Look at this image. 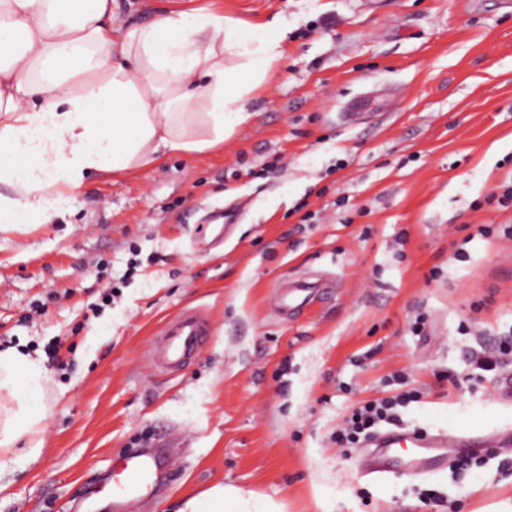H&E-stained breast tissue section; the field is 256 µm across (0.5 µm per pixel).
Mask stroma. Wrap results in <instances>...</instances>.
I'll return each instance as SVG.
<instances>
[{
	"instance_id": "stroma-1",
	"label": "stroma",
	"mask_w": 512,
	"mask_h": 512,
	"mask_svg": "<svg viewBox=\"0 0 512 512\" xmlns=\"http://www.w3.org/2000/svg\"><path fill=\"white\" fill-rule=\"evenodd\" d=\"M172 7L282 17L283 55L223 145L91 175L65 217L0 232V347L44 360L49 408L0 512H66L84 489L114 512L110 462L152 446L176 466L134 512L218 484L270 512H512V449L374 477L332 438L404 392V428L512 431V363L471 358L512 333V0H116L114 24ZM302 202L319 223L299 226ZM297 281L312 299L282 314ZM187 307L210 323L201 355L154 369Z\"/></svg>"
}]
</instances>
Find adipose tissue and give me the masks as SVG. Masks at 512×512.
I'll list each match as a JSON object with an SVG mask.
<instances>
[{"instance_id":"obj_1","label":"adipose tissue","mask_w":512,"mask_h":512,"mask_svg":"<svg viewBox=\"0 0 512 512\" xmlns=\"http://www.w3.org/2000/svg\"><path fill=\"white\" fill-rule=\"evenodd\" d=\"M115 0H0V231L64 216L88 175L128 173L230 137L287 27L204 8L113 30ZM39 359L0 350V460L44 444Z\"/></svg>"}]
</instances>
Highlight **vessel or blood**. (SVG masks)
I'll return each mask as SVG.
<instances>
[{"label": "vessel or blood", "mask_w": 512, "mask_h": 512, "mask_svg": "<svg viewBox=\"0 0 512 512\" xmlns=\"http://www.w3.org/2000/svg\"><path fill=\"white\" fill-rule=\"evenodd\" d=\"M209 334L207 319L198 311L187 309L169 319L157 335L152 349L155 368L174 371L189 363L203 349ZM373 472H412L427 474L448 466L452 449L511 448L512 432L498 435L468 436L439 433L430 435L419 431H391L373 439ZM166 459L144 450L127 452L114 461L113 471L123 479L112 488V497L121 503L135 502L142 490L158 485Z\"/></svg>", "instance_id": "obj_1"}]
</instances>
